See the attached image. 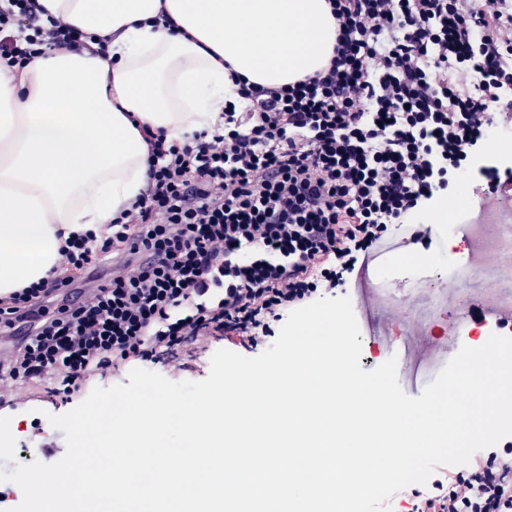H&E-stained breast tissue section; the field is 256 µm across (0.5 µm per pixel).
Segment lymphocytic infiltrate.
I'll list each match as a JSON object with an SVG mask.
<instances>
[{"instance_id": "obj_1", "label": "lymphocytic infiltrate", "mask_w": 512, "mask_h": 512, "mask_svg": "<svg viewBox=\"0 0 512 512\" xmlns=\"http://www.w3.org/2000/svg\"><path fill=\"white\" fill-rule=\"evenodd\" d=\"M329 67L279 88L240 86L224 126L181 143L146 132L148 179L101 234L61 241L49 279L0 298L28 323L0 359V402L51 380L73 395L125 365L171 375L225 344L258 347L289 312L346 288L360 256L445 191L493 122L512 124L506 0H328ZM26 31L18 39L17 31ZM87 47L37 0L0 6V58ZM410 512H512V447L439 472Z\"/></svg>"}]
</instances>
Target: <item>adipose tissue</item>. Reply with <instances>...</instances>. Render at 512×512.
<instances>
[{
	"mask_svg": "<svg viewBox=\"0 0 512 512\" xmlns=\"http://www.w3.org/2000/svg\"><path fill=\"white\" fill-rule=\"evenodd\" d=\"M103 38L0 63V295L46 278L60 233L114 221L147 180L143 128L183 142L224 122L238 81L280 87L328 67L327 0H39Z\"/></svg>",
	"mask_w": 512,
	"mask_h": 512,
	"instance_id": "ef3b65f1",
	"label": "adipose tissue"
}]
</instances>
